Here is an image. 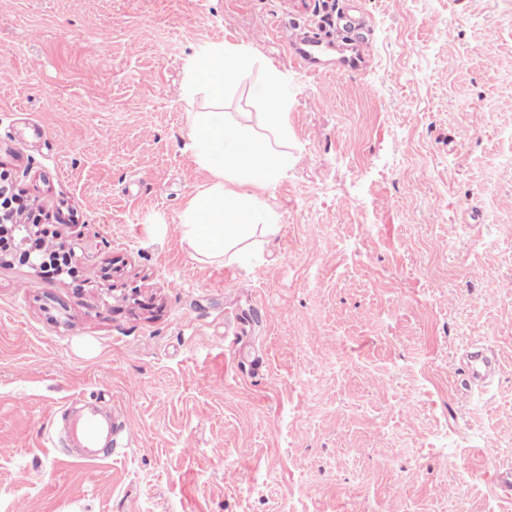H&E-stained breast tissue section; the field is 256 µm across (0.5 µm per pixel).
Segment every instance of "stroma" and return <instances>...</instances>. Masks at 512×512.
Listing matches in <instances>:
<instances>
[{
  "mask_svg": "<svg viewBox=\"0 0 512 512\" xmlns=\"http://www.w3.org/2000/svg\"><path fill=\"white\" fill-rule=\"evenodd\" d=\"M367 66L301 71L322 0H0V171L77 277L0 262V512H512V0H339ZM249 50L223 102L187 66ZM288 101L278 231L200 262L191 112ZM481 343L499 367L457 386ZM138 438L77 459V400ZM288 51L300 70L308 74L339 75L355 73L363 69L370 56V39L359 36L360 51L352 58H336V67L330 66L332 50L310 29H298L288 38Z\"/></svg>",
  "mask_w": 512,
  "mask_h": 512,
  "instance_id": "1",
  "label": "stroma"
}]
</instances>
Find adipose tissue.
<instances>
[{
  "instance_id": "obj_1",
  "label": "adipose tissue",
  "mask_w": 512,
  "mask_h": 512,
  "mask_svg": "<svg viewBox=\"0 0 512 512\" xmlns=\"http://www.w3.org/2000/svg\"><path fill=\"white\" fill-rule=\"evenodd\" d=\"M245 51L239 46H216L195 60L187 74L185 93L204 92L224 98L231 79L240 77ZM266 134L220 112H192L187 137L196 163L210 174L209 184L195 194L183 212L182 233L195 256L221 259L239 255L244 243L277 230L265 195L288 170V107L274 105Z\"/></svg>"
}]
</instances>
